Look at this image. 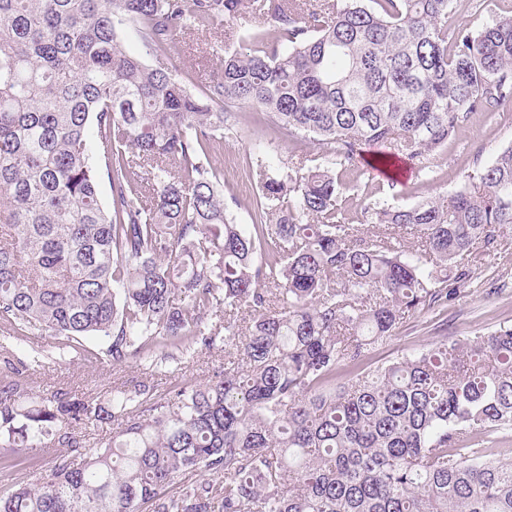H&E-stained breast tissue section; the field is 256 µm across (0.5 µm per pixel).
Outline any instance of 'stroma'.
<instances>
[{"mask_svg":"<svg viewBox=\"0 0 512 512\" xmlns=\"http://www.w3.org/2000/svg\"><path fill=\"white\" fill-rule=\"evenodd\" d=\"M251 34L250 24L232 33L224 23L217 22L206 34L178 35L169 63L193 86L206 88L215 79L225 45H241ZM228 124L215 154L224 167V200L231 203L237 222L248 227L258 191L256 178L249 176L245 167L253 145L266 144L274 157L293 168L313 160L318 148L304 139L282 134L247 106L232 108ZM511 144L512 101L495 111L473 114L422 167L402 164L384 174L368 169L358 178L338 168L342 198L350 212L356 213L367 203L410 207L446 196L464 186L468 175L491 163L502 148ZM469 267L470 278L455 297L443 305L406 315L391 337L372 350L370 362L382 363L429 349L442 340L482 336L512 326V229L504 230L497 251L478 257ZM100 346V341L87 340L83 353L30 369L22 377L24 390L38 396L62 391L105 402L114 391H131L142 383L159 391L186 379L205 383L224 367V352L217 348L186 359L182 368L157 371L139 362L115 366L96 359Z\"/></svg>","mask_w":512,"mask_h":512,"instance_id":"35a3bbf8","label":"stroma"}]
</instances>
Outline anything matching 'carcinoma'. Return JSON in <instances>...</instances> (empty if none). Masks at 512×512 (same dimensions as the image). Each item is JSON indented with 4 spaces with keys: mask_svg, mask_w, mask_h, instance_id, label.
Listing matches in <instances>:
<instances>
[{
    "mask_svg": "<svg viewBox=\"0 0 512 512\" xmlns=\"http://www.w3.org/2000/svg\"><path fill=\"white\" fill-rule=\"evenodd\" d=\"M458 0H0V362L18 342L96 338L114 365L224 348L205 384L101 403L0 385V461L67 449L0 490V512H512V328L362 362L469 277L512 226V145L448 197L339 202L336 156L422 164L512 100V14L448 28ZM251 21L198 92L175 37ZM139 45L132 49L128 42ZM156 60L151 65L148 59ZM322 150L289 171L262 146L253 231L213 159L228 105ZM106 181L108 203L100 198ZM420 246L409 252L402 238ZM349 369L339 389L336 372ZM117 425L86 448L69 427Z\"/></svg>",
    "mask_w": 512,
    "mask_h": 512,
    "instance_id": "cac0c4a2",
    "label": "carcinoma"
}]
</instances>
